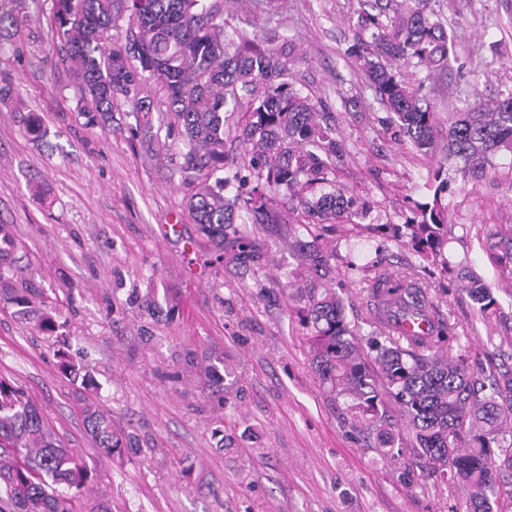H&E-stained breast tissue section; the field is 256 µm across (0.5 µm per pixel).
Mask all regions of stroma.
<instances>
[{"instance_id":"stroma-1","label":"stroma","mask_w":512,"mask_h":512,"mask_svg":"<svg viewBox=\"0 0 512 512\" xmlns=\"http://www.w3.org/2000/svg\"><path fill=\"white\" fill-rule=\"evenodd\" d=\"M431 6L455 32L457 58L438 79L418 73L423 94L443 112L512 94V0ZM52 9L53 0H0L1 15L23 17L0 26V87L8 90L0 99V224L21 265L10 285L58 299L53 333L40 326L46 306L22 315L0 301V376L97 468L95 496L112 512H467L466 492L438 476L405 485L411 448L385 459L364 447L320 387L287 286L300 270L291 243L307 216L249 225L264 254L254 270L219 257L188 208L207 173L184 170L186 148L163 91L150 82L139 90L154 105L150 133H140L124 98L111 124L90 122L57 58ZM232 9L236 23L273 24L297 47L292 80L332 113L349 152L336 181L366 202L365 223H404L412 202L428 196L435 163L400 142L350 55L360 0H279L270 22L252 0H234ZM347 97L358 107H344ZM448 181V257L510 314L512 279L488 260L483 239L512 227V159L496 158L477 184L454 173ZM354 243L337 248L336 281L365 335L366 264L399 274L420 259L406 243L366 232ZM422 281L454 323L461 351L482 353L501 336L498 320L478 317L460 289L435 276ZM61 336L92 369L98 404L129 436L123 456L100 458L86 432L85 392L58 368ZM212 355L227 369L223 407L197 375Z\"/></svg>"}]
</instances>
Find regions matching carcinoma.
Listing matches in <instances>:
<instances>
[{
  "mask_svg": "<svg viewBox=\"0 0 512 512\" xmlns=\"http://www.w3.org/2000/svg\"><path fill=\"white\" fill-rule=\"evenodd\" d=\"M353 46L392 123L423 157L441 155L428 188L432 201L416 203L402 224H369L389 238H406L440 275L448 276V179L453 161L466 179L485 172L493 159L512 155V96L484 101L440 118L421 93L415 70L442 75L455 53L445 25L427 11L428 0H367ZM50 23L58 58L72 74L83 111L112 123L120 96L144 79L165 92L187 151L183 167L227 169L215 185L199 188L189 210L200 230L235 259L255 263L245 224H280L281 198L318 220L320 233L300 243L301 266L322 272V282L293 289L296 314L308 330L312 367L343 420L383 457H394L404 432L413 435L418 464L457 481L472 512H512V352L495 347L471 361L459 351L455 326L429 289L411 274H392L373 261L368 272L370 334L347 320L333 286L336 247L317 240L336 234V221L364 215L356 192L336 187V171L348 157L319 103L280 81L298 56L277 30L263 33L232 24L224 0H53ZM127 22L125 42L107 44L117 21ZM263 96L248 101L238 140L247 164L224 163L226 113L242 106L255 85ZM14 242L0 224V282ZM488 259L512 275V232L489 231ZM477 312L497 313L492 289L471 276L461 285ZM7 300L26 307L40 296L33 288H8ZM217 357L202 369L212 393L224 400ZM59 368L85 390L97 389L91 371L59 353ZM88 433L105 456L125 452L126 436L111 415L83 399ZM96 480L76 448L66 447L19 386L0 378V512H111L86 491Z\"/></svg>",
  "mask_w": 512,
  "mask_h": 512,
  "instance_id": "cac0c4a2",
  "label": "carcinoma"
}]
</instances>
